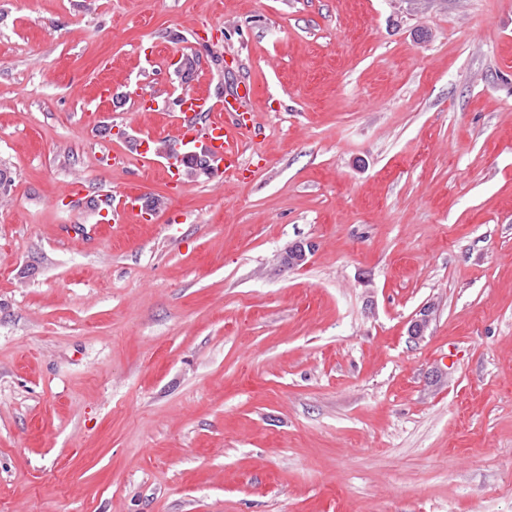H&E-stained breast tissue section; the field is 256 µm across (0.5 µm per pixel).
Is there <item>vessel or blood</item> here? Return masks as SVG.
<instances>
[{
	"mask_svg": "<svg viewBox=\"0 0 512 512\" xmlns=\"http://www.w3.org/2000/svg\"><path fill=\"white\" fill-rule=\"evenodd\" d=\"M251 86H244L235 94L225 96L222 111H214L212 104L193 88L183 89L179 95L177 112L171 116L174 129L166 152L145 150L142 162L153 168L166 166L170 176H181L195 151L206 153L214 166L215 174L235 173L241 166L243 143L246 137L255 135L257 126L246 103L252 98ZM207 112L211 115L209 125L200 127L190 122V114ZM139 195L126 194L120 197L110 211L113 223L128 224L140 215Z\"/></svg>",
	"mask_w": 512,
	"mask_h": 512,
	"instance_id": "b4317fda",
	"label": "vessel or blood"
}]
</instances>
